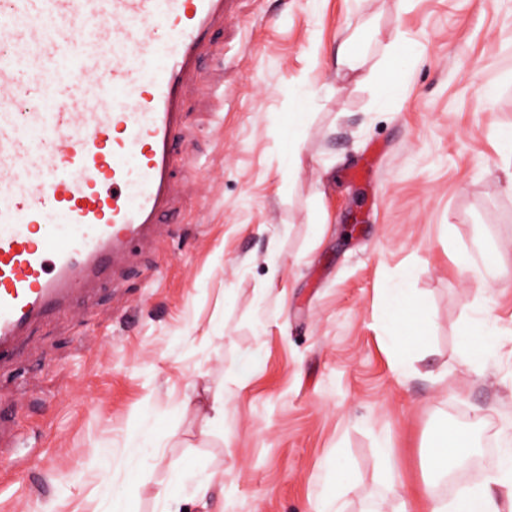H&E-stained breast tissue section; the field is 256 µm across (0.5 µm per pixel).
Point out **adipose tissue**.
Wrapping results in <instances>:
<instances>
[{"instance_id": "ef3b65f1", "label": "adipose tissue", "mask_w": 512, "mask_h": 512, "mask_svg": "<svg viewBox=\"0 0 512 512\" xmlns=\"http://www.w3.org/2000/svg\"><path fill=\"white\" fill-rule=\"evenodd\" d=\"M393 309L386 316V339L394 346H424L427 340L423 323H405L400 311L409 306L405 289L390 291ZM503 457L484 480L460 489L453 497L437 496L432 484H425L426 512H504L512 505V436L503 441ZM473 454L470 436L441 424L433 428L425 444V460L436 478H444L462 467Z\"/></svg>"}]
</instances>
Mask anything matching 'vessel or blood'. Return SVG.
<instances>
[{
	"mask_svg": "<svg viewBox=\"0 0 512 512\" xmlns=\"http://www.w3.org/2000/svg\"><path fill=\"white\" fill-rule=\"evenodd\" d=\"M225 0H0V359L156 232Z\"/></svg>",
	"mask_w": 512,
	"mask_h": 512,
	"instance_id": "b4317fda",
	"label": "vessel or blood"
}]
</instances>
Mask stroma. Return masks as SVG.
<instances>
[{
    "label": "stroma",
    "instance_id": "35a3bbf8",
    "mask_svg": "<svg viewBox=\"0 0 512 512\" xmlns=\"http://www.w3.org/2000/svg\"><path fill=\"white\" fill-rule=\"evenodd\" d=\"M213 52L175 214L0 361V512H161L176 477L187 512H323L340 465L341 512H421L435 423L476 438L466 486L512 433V0H229ZM477 241L504 268L488 288L457 265ZM402 281L428 336L403 352L384 327ZM479 304L497 336L468 364Z\"/></svg>",
    "mask_w": 512,
    "mask_h": 512
}]
</instances>
